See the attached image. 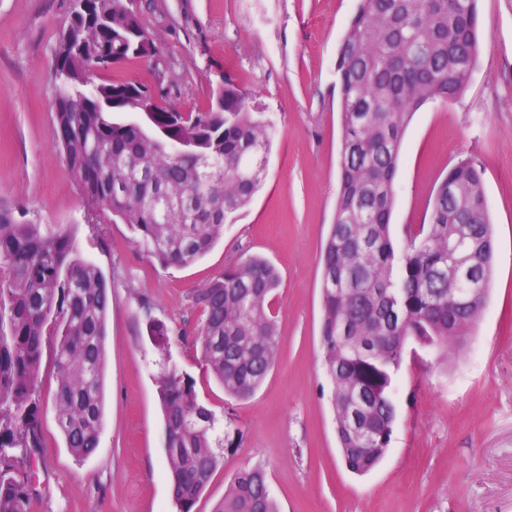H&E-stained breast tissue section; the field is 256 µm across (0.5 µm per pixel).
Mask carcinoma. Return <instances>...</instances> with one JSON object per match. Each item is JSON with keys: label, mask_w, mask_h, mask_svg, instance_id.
Instances as JSON below:
<instances>
[{"label": "carcinoma", "mask_w": 512, "mask_h": 512, "mask_svg": "<svg viewBox=\"0 0 512 512\" xmlns=\"http://www.w3.org/2000/svg\"><path fill=\"white\" fill-rule=\"evenodd\" d=\"M485 38L480 0H359L336 59L342 145L335 220L322 251L321 340L332 383L340 452L358 474L390 448L395 376L408 344L443 356L483 314L455 278L448 244L465 235L469 262L490 289L494 229L484 171L461 160L435 189L428 223L407 229V246L390 230L404 133L430 101H450L468 86ZM156 50L127 0H74L56 49L55 138L91 205V220L128 224L149 256L183 267L207 253L224 225L262 182L275 125L224 81V103L204 112L154 105L145 122L143 85L88 87V74ZM203 197L217 216L197 222L183 210ZM278 271L239 258L194 290L206 371L224 393L250 397L273 368L279 332ZM112 291L100 270L77 257L68 230L49 231L0 208V512H31L27 475L12 450L38 448L37 378L47 346L55 350L57 425L77 460L97 448L103 418L106 319ZM165 351L169 330L153 323ZM363 391L365 434L351 431L346 393ZM166 467L177 512H194L222 463L224 429L177 368L158 379ZM215 512H279L266 471L247 465L231 478Z\"/></svg>", "instance_id": "cac0c4a2"}]
</instances>
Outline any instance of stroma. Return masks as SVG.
Wrapping results in <instances>:
<instances>
[{
	"label": "stroma",
	"mask_w": 512,
	"mask_h": 512,
	"mask_svg": "<svg viewBox=\"0 0 512 512\" xmlns=\"http://www.w3.org/2000/svg\"><path fill=\"white\" fill-rule=\"evenodd\" d=\"M357 0H137L156 54L91 72L132 81L183 112L204 111L231 80L274 120L264 180L194 263L161 266L122 222L91 223L54 138L55 47L73 0H0V208L73 231L81 259L112 289L103 424L76 460L58 432L55 368L38 379L39 455L32 512H176L165 470L157 379L176 367L224 419V458L195 506L213 512L233 474L263 465L280 512H512V9L481 0L487 36L466 90L413 116L401 146L391 219L396 245L420 224L449 167L484 170L495 231L487 306L458 357L405 360L390 448L369 473L337 448L321 344L320 253L334 221L342 129L336 55ZM274 265L277 361L255 394L225 395L190 346L201 325L194 290L241 257ZM170 335L166 352L151 322Z\"/></svg>",
	"instance_id": "obj_1"
}]
</instances>
